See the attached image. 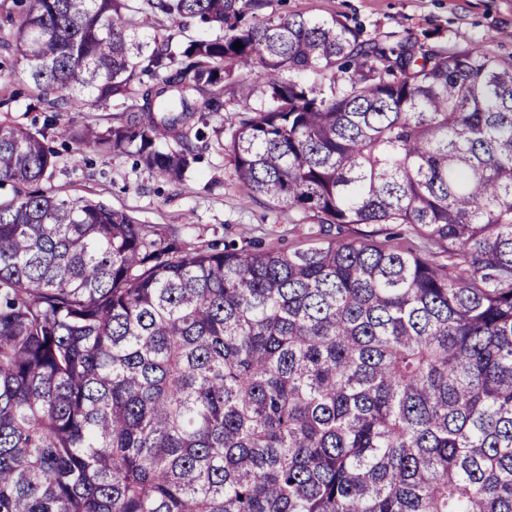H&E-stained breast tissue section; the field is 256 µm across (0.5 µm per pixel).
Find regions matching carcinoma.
<instances>
[{"mask_svg":"<svg viewBox=\"0 0 512 512\" xmlns=\"http://www.w3.org/2000/svg\"><path fill=\"white\" fill-rule=\"evenodd\" d=\"M11 2L44 118L0 120V512H512V63L270 0ZM229 62L247 199L422 246L191 247L43 186L57 114L108 104L62 135L182 181ZM224 87V101L226 102V110L233 111L239 108L246 100L251 104L259 101V92H255L248 96L251 89V80L249 79L248 68L238 66L235 69L233 80H229Z\"/></svg>","mask_w":512,"mask_h":512,"instance_id":"carcinoma-1","label":"carcinoma"}]
</instances>
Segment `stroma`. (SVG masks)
Instances as JSON below:
<instances>
[{
	"mask_svg": "<svg viewBox=\"0 0 512 512\" xmlns=\"http://www.w3.org/2000/svg\"><path fill=\"white\" fill-rule=\"evenodd\" d=\"M270 9L282 16L335 14L361 23L365 36L381 40L411 34L430 36L443 46L477 43L500 61H512V0H271ZM224 100L225 112L209 117L207 123H200L198 114L187 116L184 134L194 138L201 127L206 136L197 140L200 159L182 182H167L134 167L129 157L95 154L90 164L76 162L73 143L58 135L52 145L59 162L48 184L73 196L103 201L195 246L233 237L292 250L333 238H355V226H322L262 199L244 201L234 165L224 151V123L229 111L259 100L251 91L247 67L236 68L224 88Z\"/></svg>",
	"mask_w": 512,
	"mask_h": 512,
	"instance_id": "obj_1",
	"label": "stroma"
}]
</instances>
